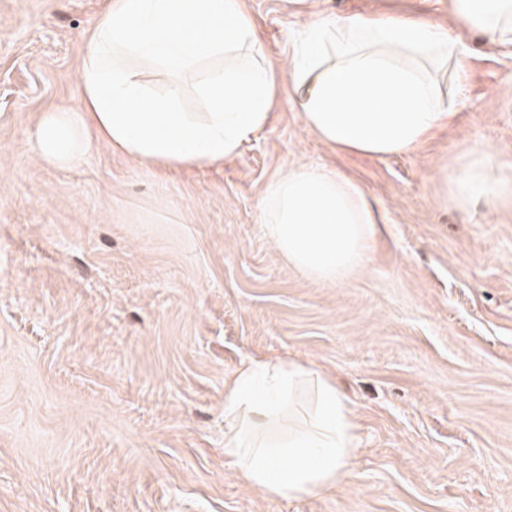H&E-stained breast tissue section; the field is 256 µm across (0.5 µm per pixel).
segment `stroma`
Returning <instances> with one entry per match:
<instances>
[{"label": "stroma", "mask_w": 512, "mask_h": 512, "mask_svg": "<svg viewBox=\"0 0 512 512\" xmlns=\"http://www.w3.org/2000/svg\"><path fill=\"white\" fill-rule=\"evenodd\" d=\"M280 66L308 20L448 0H245ZM104 0H0V512H512V204L460 209L437 170L489 146L512 179V46L468 34L456 118L418 150L340 156L289 86L240 156L159 175L102 150L31 151L77 107ZM336 169L381 214L364 264L303 277L270 245L262 195L288 167ZM334 373L355 402L350 478L266 498L224 463V384L254 358Z\"/></svg>", "instance_id": "obj_1"}]
</instances>
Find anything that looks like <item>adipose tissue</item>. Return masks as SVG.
<instances>
[{"mask_svg": "<svg viewBox=\"0 0 512 512\" xmlns=\"http://www.w3.org/2000/svg\"><path fill=\"white\" fill-rule=\"evenodd\" d=\"M448 8L458 29L512 44V0H449ZM260 44L245 0H108L87 36L79 108L42 113L31 147L51 166L103 147L155 170L219 166L267 124L284 78L307 131L336 152L411 153L455 117L432 71L458 63L466 46L445 27L381 12L331 14L297 31L278 70L256 60ZM215 58L228 65L202 87L207 111H180V75ZM142 61L165 75L163 92L147 91ZM438 174L456 206L512 203V181L483 144ZM262 207L271 246L324 282L361 267L379 222L359 182L307 166L272 179ZM361 451L351 400L314 363L253 359L224 384V458L268 498L300 501L339 486Z\"/></svg>", "mask_w": 512, "mask_h": 512, "instance_id": "adipose-tissue-1", "label": "adipose tissue"}]
</instances>
